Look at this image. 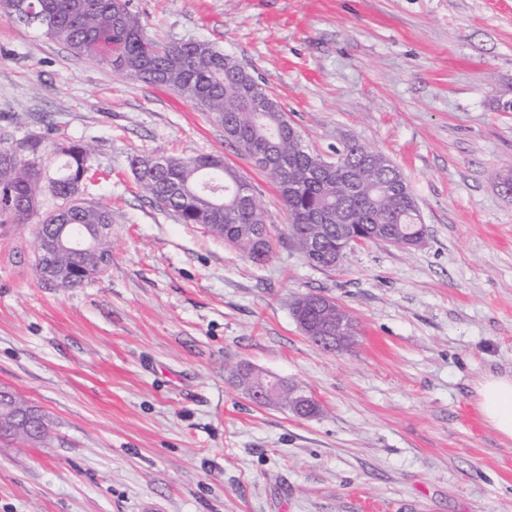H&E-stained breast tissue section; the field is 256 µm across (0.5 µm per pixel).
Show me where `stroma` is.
Returning <instances> with one entry per match:
<instances>
[{"label":"stroma","mask_w":512,"mask_h":512,"mask_svg":"<svg viewBox=\"0 0 512 512\" xmlns=\"http://www.w3.org/2000/svg\"><path fill=\"white\" fill-rule=\"evenodd\" d=\"M150 37L205 40L263 81L304 144L353 138L402 171L425 226L311 266L272 176L209 113L0 17V146L87 144L112 265L42 281V219L0 228V386L43 440L0 438V512H512V440L475 384L512 375V0H130ZM215 154L256 189L261 264L140 189L135 156ZM318 293L358 322L326 352L291 312ZM312 394L302 419L253 403L242 364Z\"/></svg>","instance_id":"obj_1"}]
</instances>
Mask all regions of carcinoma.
I'll return each mask as SVG.
<instances>
[{
	"mask_svg": "<svg viewBox=\"0 0 512 512\" xmlns=\"http://www.w3.org/2000/svg\"><path fill=\"white\" fill-rule=\"evenodd\" d=\"M0 14L9 20L40 30L48 38L66 44L72 52L112 65V69L137 80L154 83L162 76L167 86L217 117L230 127L228 140L248 157L275 151L287 158L285 168L273 173L281 200L288 211V236L317 268L334 269L341 244L365 232L386 237L402 246L408 238L423 239L419 207L412 191H388L386 186L405 177L393 161L365 145L348 140L337 150L335 170L320 174V157L282 131L288 122L278 100L230 55L207 41L190 45L160 42L148 37L129 0H0ZM37 152V144L0 147V226L24 224L37 212L42 181L51 193L67 196L80 180H90L91 151L72 145L54 174L44 177L39 166L24 153ZM221 161L204 154L191 159L172 158L167 166L149 169L139 186L161 207L175 213L183 224H199L213 236L225 239L229 228L238 229L235 248L255 263L267 261L273 252L270 237L257 239L249 231L266 225V215L254 187L252 202L236 196L241 177L223 169L224 204L215 210L196 196H172L177 188L194 185L203 169ZM112 223V211L104 205H73L44 214L41 238L54 241V224L97 225ZM95 254L60 253L68 277L55 283L63 290L80 288L91 278L85 275ZM304 305L293 311L323 336L321 325L338 319L352 320L338 306L325 311L328 298L301 296Z\"/></svg>",
	"mask_w": 512,
	"mask_h": 512,
	"instance_id": "cac0c4a2",
	"label": "carcinoma"
}]
</instances>
